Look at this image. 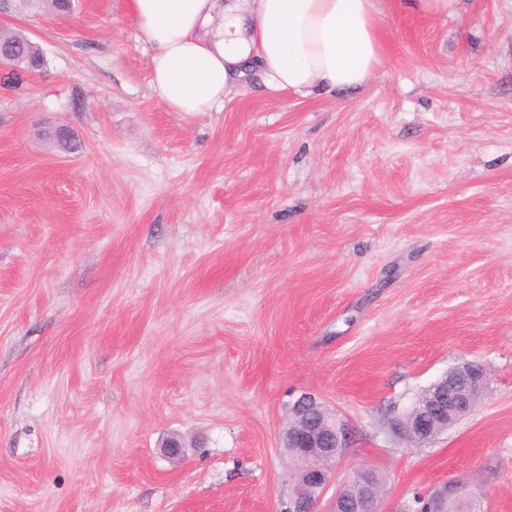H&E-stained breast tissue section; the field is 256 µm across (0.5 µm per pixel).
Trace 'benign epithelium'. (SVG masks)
Here are the masks:
<instances>
[{"label":"benign epithelium","instance_id":"1","mask_svg":"<svg viewBox=\"0 0 512 512\" xmlns=\"http://www.w3.org/2000/svg\"><path fill=\"white\" fill-rule=\"evenodd\" d=\"M486 381V372L475 371L471 362L453 367L425 390L392 429L413 446L423 445L475 409ZM291 414L293 422L282 432L281 442L283 447L294 449L295 456L302 461V480L312 495L294 498L289 512H317L320 496L331 481L333 466L348 447V431L312 396L300 397L293 404ZM371 474V469L356 470L349 483L363 491L353 497L342 491L336 493L325 512H392L382 491L364 492L373 484ZM473 495L468 483L450 480L428 494V510L443 512L446 498L467 500Z\"/></svg>","mask_w":512,"mask_h":512}]
</instances>
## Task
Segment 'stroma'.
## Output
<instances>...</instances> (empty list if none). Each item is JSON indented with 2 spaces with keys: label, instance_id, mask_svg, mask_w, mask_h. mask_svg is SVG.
Segmentation results:
<instances>
[{
  "label": "stroma",
  "instance_id": "35a3bbf8",
  "mask_svg": "<svg viewBox=\"0 0 512 512\" xmlns=\"http://www.w3.org/2000/svg\"><path fill=\"white\" fill-rule=\"evenodd\" d=\"M385 10L362 86L188 115L129 0L0 5L45 60L0 86V512H287L304 394L352 430L326 496L369 468L394 507L460 479L512 512V0ZM463 360L481 403L409 447ZM418 14L430 17H448L456 13L460 0H407ZM486 372L464 362L432 383L393 424L392 429L419 447L470 414L486 388Z\"/></svg>",
  "mask_w": 512,
  "mask_h": 512
}]
</instances>
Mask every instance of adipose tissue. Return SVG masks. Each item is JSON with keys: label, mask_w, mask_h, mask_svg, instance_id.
<instances>
[{"label": "adipose tissue", "mask_w": 512, "mask_h": 512, "mask_svg": "<svg viewBox=\"0 0 512 512\" xmlns=\"http://www.w3.org/2000/svg\"><path fill=\"white\" fill-rule=\"evenodd\" d=\"M170 112H214L259 74L271 91L354 88L386 56L384 0H130Z\"/></svg>", "instance_id": "1"}]
</instances>
